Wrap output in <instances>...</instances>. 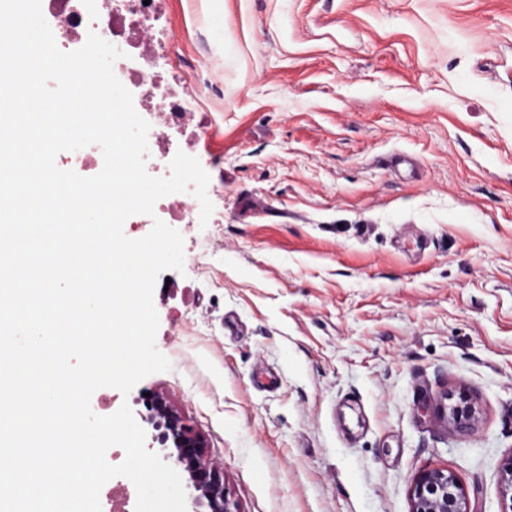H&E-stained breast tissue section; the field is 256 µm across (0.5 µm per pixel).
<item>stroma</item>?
<instances>
[{
	"label": "stroma",
	"mask_w": 512,
	"mask_h": 512,
	"mask_svg": "<svg viewBox=\"0 0 512 512\" xmlns=\"http://www.w3.org/2000/svg\"><path fill=\"white\" fill-rule=\"evenodd\" d=\"M165 79L224 221L158 278L160 394L240 512H409L512 455V0H161ZM413 163L393 167L395 155ZM467 398L476 429L435 418ZM409 512H473L470 501L453 472L425 470L413 482Z\"/></svg>",
	"instance_id": "35a3bbf8"
}]
</instances>
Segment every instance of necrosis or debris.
Returning <instances> with one entry per match:
<instances>
[{
	"label": "necrosis or debris",
	"instance_id": "obj_1",
	"mask_svg": "<svg viewBox=\"0 0 512 512\" xmlns=\"http://www.w3.org/2000/svg\"><path fill=\"white\" fill-rule=\"evenodd\" d=\"M46 9L53 26L63 30L64 42L75 44L94 32L122 51L116 74L142 90L141 115L151 125L148 158L158 169L168 170L173 158L169 135L186 130L189 92L161 78L165 63L156 49L157 5L143 0H95L87 9L81 0H46Z\"/></svg>",
	"mask_w": 512,
	"mask_h": 512
}]
</instances>
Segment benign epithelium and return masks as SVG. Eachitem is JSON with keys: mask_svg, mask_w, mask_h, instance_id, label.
I'll return each instance as SVG.
<instances>
[{"mask_svg": "<svg viewBox=\"0 0 512 512\" xmlns=\"http://www.w3.org/2000/svg\"><path fill=\"white\" fill-rule=\"evenodd\" d=\"M148 409L154 418L151 443L172 442L175 452L164 456L170 465L189 475L193 510L191 512H234L230 493L224 484V472L209 454V444L201 433L186 421L163 397L150 400ZM446 423L459 432H469L476 424L471 404H449ZM501 496L512 512V455L501 466ZM409 512H471L470 501L453 472L443 468L424 471L410 490Z\"/></svg>", "mask_w": 512, "mask_h": 512, "instance_id": "obj_1", "label": "benign epithelium"}]
</instances>
